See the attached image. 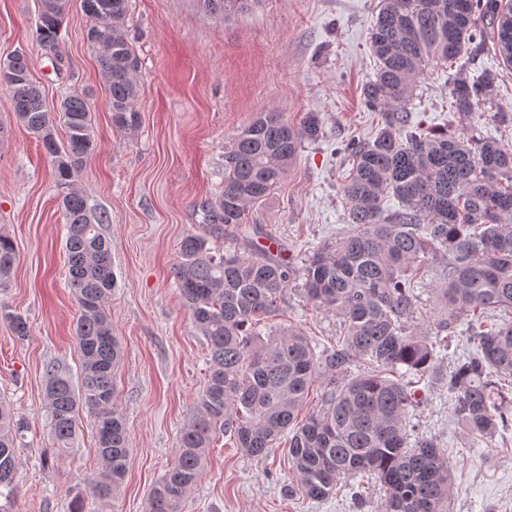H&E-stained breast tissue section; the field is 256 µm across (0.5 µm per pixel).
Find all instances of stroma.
Returning <instances> with one entry per match:
<instances>
[{"label":"stroma","mask_w":512,"mask_h":512,"mask_svg":"<svg viewBox=\"0 0 512 512\" xmlns=\"http://www.w3.org/2000/svg\"><path fill=\"white\" fill-rule=\"evenodd\" d=\"M378 3L265 0L228 20L206 11L201 0H131L125 33L139 61L141 124L129 134L112 126L80 0H70L54 50L36 40L37 0H0V57L27 52L50 109L76 93L87 95L93 108L98 149L83 162L75 187L108 217L101 226L115 278L108 314L123 350L113 403L130 448L125 482L106 505L82 482L97 467L91 424L83 425L68 456L43 463L52 446L45 372L55 365L78 375L79 307L67 285L65 219L50 160L16 122L0 85V234L16 251L0 303L30 327L21 340L0 319V395L24 424L13 512H70L77 497L83 512H146L150 489L173 463L206 381V341L191 323L172 271L181 239L203 219V204L224 189V144L259 112H280L295 124L319 113L323 137L303 142L280 184L246 212L248 223L262 225L277 241L282 258L301 267L311 247L347 227L341 186L352 163L344 145L370 139L378 128L379 116L362 95L376 70L369 30ZM464 63L470 75L498 76L492 95L477 104L475 121L487 125L498 112L512 113V67L493 43ZM447 69L444 63L428 67L407 106L413 122L451 123ZM444 265L441 257L428 261L411 330L435 335L433 290ZM300 288L290 284L279 312L261 321L258 332L299 330L319 348L331 347L339 318L315 309ZM416 390L420 401L411 422L448 461L452 512H512V427L490 441L471 437L457 421L453 394L425 383ZM298 483L286 447L255 459L223 437L184 512H383L373 480L320 501L297 493Z\"/></svg>","instance_id":"35a3bbf8"}]
</instances>
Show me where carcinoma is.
<instances>
[{
  "mask_svg": "<svg viewBox=\"0 0 512 512\" xmlns=\"http://www.w3.org/2000/svg\"><path fill=\"white\" fill-rule=\"evenodd\" d=\"M103 2L109 11L100 15ZM203 2L229 19L264 0ZM48 3L39 0L35 32L40 44L55 46L65 11ZM81 8L108 85L112 125L134 131L140 87L138 58L125 35L129 0H81ZM478 39L495 41L512 66V0H381L370 31L376 72L363 88L381 124L372 139L346 148L352 168L342 193L351 228L318 246L299 270L255 243L263 229L245 224L246 211L282 181L303 141L323 135L319 114L307 113L296 126L277 112H259L224 144V190L203 205V224L181 240L173 271L207 342V379L175 461L149 492L148 512H182L222 435L257 459L288 442L299 492L310 500L328 497L343 480L371 476L384 492V512H452L448 463L430 441L410 443L415 392L396 374L403 367L448 388L469 435L489 438L512 423V146L480 130L426 133L411 122L407 104L429 65L459 62ZM496 79L490 72L472 78L459 67L449 77L451 111L470 120ZM0 83L15 119L51 158L57 185L69 186L98 149L89 100L77 94L62 100L59 141L24 51L7 55ZM389 198L398 209L385 207ZM61 208L82 363L76 382L54 367L46 373L53 459L69 454L80 413L87 412L98 458L87 483L107 503L129 465L127 429L112 407L122 349L106 311L114 287L111 248L100 231L104 217L82 194H64ZM218 238L224 245H213ZM438 256L448 258L434 289L443 314L436 335L428 336L407 330L406 320L416 313L415 283ZM15 258L13 242L0 235V287ZM297 279L315 308L340 319L336 346L319 352L299 330L266 337L254 331L260 317L276 315ZM0 317L19 339L29 336L23 315L1 305ZM464 321L471 351L448 372L438 349L448 347L444 332ZM353 366L366 370L352 377ZM317 383L321 403L300 420ZM22 428L0 397V489L13 488Z\"/></svg>",
  "mask_w": 512,
  "mask_h": 512,
  "instance_id": "1",
  "label": "carcinoma"
}]
</instances>
